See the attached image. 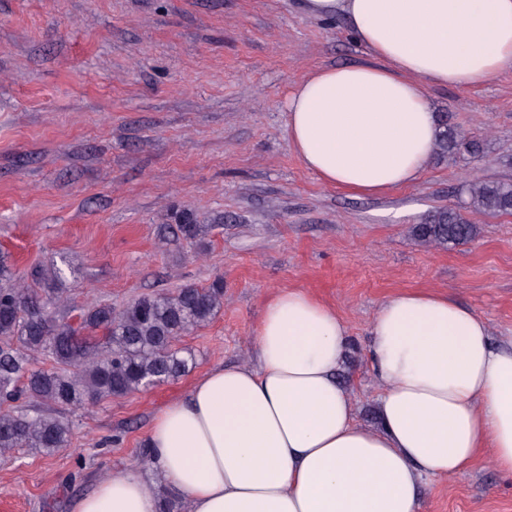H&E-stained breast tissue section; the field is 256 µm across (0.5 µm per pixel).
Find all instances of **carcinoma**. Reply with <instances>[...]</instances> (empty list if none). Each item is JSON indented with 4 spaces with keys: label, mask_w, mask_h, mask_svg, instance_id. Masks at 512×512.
<instances>
[{
    "label": "carcinoma",
    "mask_w": 512,
    "mask_h": 512,
    "mask_svg": "<svg viewBox=\"0 0 512 512\" xmlns=\"http://www.w3.org/2000/svg\"><path fill=\"white\" fill-rule=\"evenodd\" d=\"M435 153L440 159H477L483 142L468 139L451 118H438ZM512 215V182L475 179L462 186L458 205L429 213L412 228L423 244H463L478 232L467 214ZM45 287L12 283L9 255L0 253V406L22 398L61 408H80L122 397L190 372L193 357L174 348L190 330L208 323L224 303V285L185 286L171 294L142 296L119 314L94 304L75 328L53 319L64 289L61 270ZM46 353L50 369L31 367V356ZM70 421L35 407L0 413V457L16 448L45 455L67 445Z\"/></svg>",
    "instance_id": "obj_1"
}]
</instances>
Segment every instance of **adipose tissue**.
<instances>
[{
	"label": "adipose tissue",
	"instance_id": "1",
	"mask_svg": "<svg viewBox=\"0 0 512 512\" xmlns=\"http://www.w3.org/2000/svg\"><path fill=\"white\" fill-rule=\"evenodd\" d=\"M344 18L366 63L312 72L288 97V138L323 183L375 196L415 184L437 122L427 89L512 72V0H301ZM380 425L360 424L336 373L348 329L296 288L274 292L243 363L205 371L146 436L148 469L101 479L72 512H420L419 489L481 453L512 476V338L448 294L402 291L371 324Z\"/></svg>",
	"mask_w": 512,
	"mask_h": 512
}]
</instances>
